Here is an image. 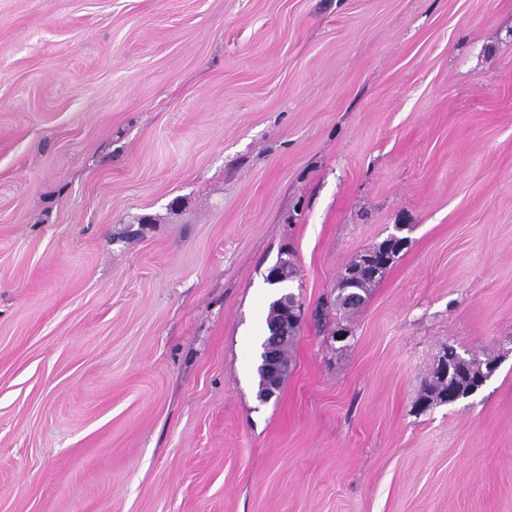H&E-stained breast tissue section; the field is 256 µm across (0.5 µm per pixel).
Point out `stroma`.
Wrapping results in <instances>:
<instances>
[{
	"mask_svg": "<svg viewBox=\"0 0 512 512\" xmlns=\"http://www.w3.org/2000/svg\"><path fill=\"white\" fill-rule=\"evenodd\" d=\"M510 336L512 0H0V512H512ZM406 239L405 245H400ZM408 238L397 234H390L377 247L366 253L358 255L346 266L345 274L353 272L350 280H343L336 288V295L323 304L320 319L328 317V309L352 312L364 305L372 288L386 273L388 268L396 261L400 253L407 248ZM373 258L368 260L366 256ZM345 266V267H346ZM270 271L268 270V273L266 275V281L270 285H279L281 289H284L281 291L276 298L270 303L269 306V313L266 319V326L268 330V335L264 338V340L261 343V352H260V363L257 367V372L259 375V391H258V397L261 401H267L262 398L263 390H262V382H263V354H264V345L266 341L268 340L270 333H271V314L275 308V306L284 298L288 297V304L292 303L295 298L297 300L296 295L286 290L287 282H273L270 280L269 277ZM295 300V302L288 308V304L281 308V310L277 313V315L273 318V327L275 330V342L274 345L281 339V338H287L288 334H294L296 329L299 327L301 323V305ZM273 345V346H274ZM447 352L439 357L443 366L437 361L432 375L421 385L419 396L416 400L415 409L418 413L426 411L433 405L453 404L476 393L480 387L477 378L490 370L491 364L499 360V356H488L480 359L476 355L466 357L464 353L456 351V348L449 345ZM461 357V362L457 361Z\"/></svg>",
	"mask_w": 512,
	"mask_h": 512,
	"instance_id": "stroma-1",
	"label": "stroma"
}]
</instances>
